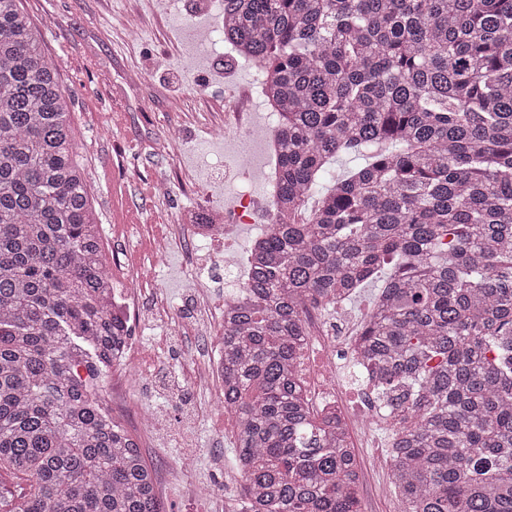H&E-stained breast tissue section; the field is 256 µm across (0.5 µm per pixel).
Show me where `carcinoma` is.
I'll use <instances>...</instances> for the list:
<instances>
[{"instance_id":"cac0c4a2","label":"carcinoma","mask_w":512,"mask_h":512,"mask_svg":"<svg viewBox=\"0 0 512 512\" xmlns=\"http://www.w3.org/2000/svg\"><path fill=\"white\" fill-rule=\"evenodd\" d=\"M275 116V223L224 316L241 512H360L306 315L382 279L354 368L401 512H512V0H224ZM359 164L326 185L341 155ZM70 97L0 0V512H165L106 407L120 326Z\"/></svg>"}]
</instances>
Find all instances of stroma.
Returning <instances> with one entry per match:
<instances>
[{"label":"stroma","mask_w":512,"mask_h":512,"mask_svg":"<svg viewBox=\"0 0 512 512\" xmlns=\"http://www.w3.org/2000/svg\"><path fill=\"white\" fill-rule=\"evenodd\" d=\"M39 26L49 60L71 95L72 127L92 189L105 247L114 248L107 272L114 283L139 281L131 326V355L114 367L113 382L129 381L131 412L155 417L142 431V452L166 512H229L241 493L232 443L224 439V397L195 388L185 354L207 358L209 336L220 335L224 293L234 260L261 227L243 224L231 245L189 240L175 233L185 214L232 206L248 192L264 199L253 175L263 150L240 134L214 130L220 119L248 113L269 125L254 67L234 61L217 27L220 0H23ZM142 18L136 36L123 19ZM179 137V152L162 143ZM171 192L160 198L157 181ZM169 245L155 257L153 242ZM387 433L367 432L357 451L365 465L357 488L361 512H401L391 464L368 468ZM213 492L200 495L199 483Z\"/></svg>","instance_id":"stroma-1"}]
</instances>
